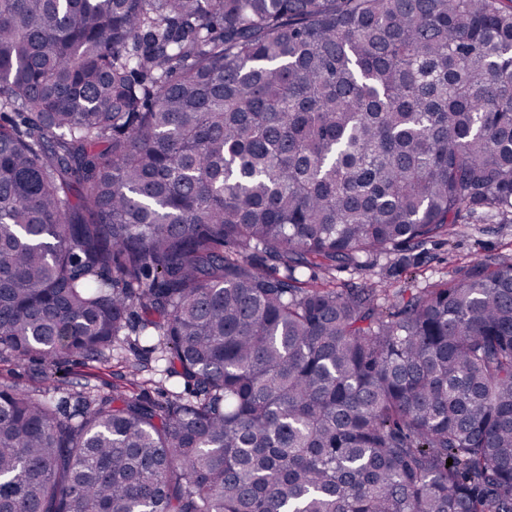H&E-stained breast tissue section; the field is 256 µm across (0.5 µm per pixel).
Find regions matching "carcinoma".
I'll return each instance as SVG.
<instances>
[{"instance_id": "obj_1", "label": "carcinoma", "mask_w": 512, "mask_h": 512, "mask_svg": "<svg viewBox=\"0 0 512 512\" xmlns=\"http://www.w3.org/2000/svg\"><path fill=\"white\" fill-rule=\"evenodd\" d=\"M0 512H512V262L306 284L512 214V0H0ZM452 464H447V459ZM134 339L135 336H130V341L113 352L112 359L107 362H88L81 357L70 358L59 366L58 372L53 376L55 381L50 380L47 383V390L52 391L59 384V389L53 393L56 398L89 390L103 395L112 391V385H117L124 386L122 389L129 395L144 394L152 400H161L156 387L159 385L155 382L163 378L161 370L164 365L155 360V354L148 364L149 367L143 372L136 371L132 366L127 367L138 359ZM41 368L36 362L19 363L13 358L0 355V386H7L19 392H30L38 385L36 373Z\"/></svg>"}]
</instances>
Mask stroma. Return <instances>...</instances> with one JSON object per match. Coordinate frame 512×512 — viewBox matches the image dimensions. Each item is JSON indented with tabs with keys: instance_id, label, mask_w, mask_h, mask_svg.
<instances>
[{
	"instance_id": "1",
	"label": "stroma",
	"mask_w": 512,
	"mask_h": 512,
	"mask_svg": "<svg viewBox=\"0 0 512 512\" xmlns=\"http://www.w3.org/2000/svg\"><path fill=\"white\" fill-rule=\"evenodd\" d=\"M475 257L492 262L512 261V216L489 218L474 214L468 220L466 233L440 237L413 250L401 248L362 267L336 269L327 277L326 284L338 289L364 288L391 295L449 278L459 266ZM137 358V348L130 341L105 362L70 358L55 374L56 394L61 397L91 389L103 395L117 385L125 387L133 396L157 398L156 384L162 378L163 365L154 360L141 372L134 368Z\"/></svg>"
}]
</instances>
